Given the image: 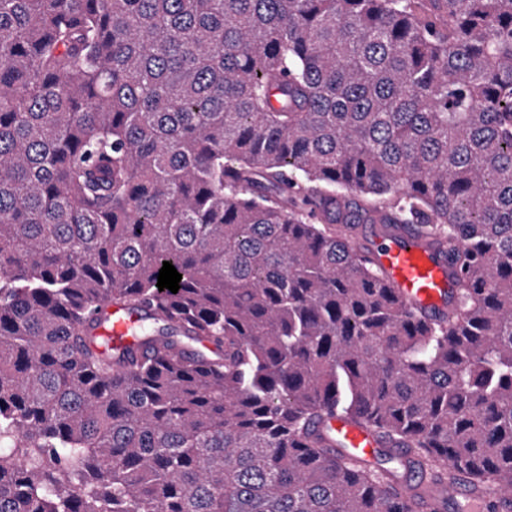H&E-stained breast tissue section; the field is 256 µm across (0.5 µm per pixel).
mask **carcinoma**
Returning <instances> with one entry per match:
<instances>
[{"label": "carcinoma", "mask_w": 512, "mask_h": 512, "mask_svg": "<svg viewBox=\"0 0 512 512\" xmlns=\"http://www.w3.org/2000/svg\"><path fill=\"white\" fill-rule=\"evenodd\" d=\"M338 416L512 512V0H0V512H417ZM403 229L378 242L373 250L390 288L402 299L438 315L448 306V264L428 246H413ZM109 313H112V322L106 335L112 336L113 342L133 343L135 337L132 336L131 328L135 323V315L117 306H112ZM333 428L341 442H343L347 448L354 449L359 457L365 460L371 459L376 452V448L381 446L376 437L341 418H336V420L333 421ZM370 461L374 463L381 461V459L379 458L377 460L374 457Z\"/></svg>", "instance_id": "carcinoma-1"}]
</instances>
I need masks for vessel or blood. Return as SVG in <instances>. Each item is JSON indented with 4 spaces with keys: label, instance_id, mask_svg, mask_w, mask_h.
<instances>
[{
    "label": "vessel or blood",
    "instance_id": "vessel-or-blood-1",
    "mask_svg": "<svg viewBox=\"0 0 512 512\" xmlns=\"http://www.w3.org/2000/svg\"><path fill=\"white\" fill-rule=\"evenodd\" d=\"M377 262L393 291L402 299L421 307L429 315L444 312L448 306V264L443 255L428 246L407 243L406 233L398 229L382 239L375 251ZM112 322L107 335L113 341L129 343L135 316L120 307H112ZM333 428L346 447L359 457L371 459L379 442L370 433L343 419H336Z\"/></svg>",
    "mask_w": 512,
    "mask_h": 512
}]
</instances>
